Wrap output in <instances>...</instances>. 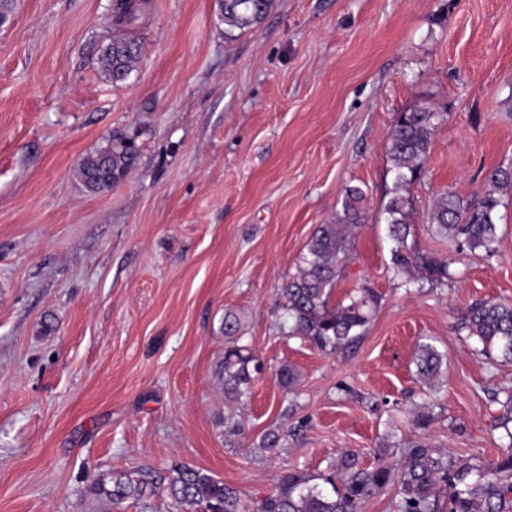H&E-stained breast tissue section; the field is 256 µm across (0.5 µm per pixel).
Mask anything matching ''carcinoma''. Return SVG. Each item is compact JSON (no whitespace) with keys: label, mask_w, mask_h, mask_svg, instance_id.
<instances>
[{"label":"carcinoma","mask_w":512,"mask_h":512,"mask_svg":"<svg viewBox=\"0 0 512 512\" xmlns=\"http://www.w3.org/2000/svg\"><path fill=\"white\" fill-rule=\"evenodd\" d=\"M275 0H223L220 12L225 33H245L260 27ZM115 26L130 27L141 10L125 0H113ZM139 57L128 40L115 38L100 49V62L108 77H128ZM446 113L429 103H420L396 114L386 136L393 187L381 203V216L393 243L391 268L404 277L402 285L422 289L448 283V260L408 242L416 223L410 186L421 177L432 144ZM134 151L123 141L83 157L77 176L90 192L111 189L131 169ZM512 190V162L491 170L485 190L465 198L452 190L438 192L425 215L434 234L470 253L492 257L497 253L498 208L504 194ZM365 191L359 186L344 189L340 209L325 224L318 225L300 257L297 273L290 276L280 294L285 314L282 332L311 344L318 351L334 354L353 346L363 335L380 305L378 293L361 287L337 300V266L367 212ZM458 330L480 344L489 359L512 362V303L485 300L470 305L460 318ZM240 322L232 311L224 313V360L219 374L224 398L238 402L252 389L261 363L248 346L239 344ZM445 355L430 343L420 345L416 377L433 388L441 374ZM502 456L490 463L455 459L425 442L409 440L399 447L392 464L365 467L359 455L346 450L329 465V473L311 475L299 470L277 477L272 491L251 503L238 491L209 473L188 465L168 475H139L114 471L99 475L90 490L114 504L141 500L157 494L168 497L171 512H361L374 497L393 491V512H512V429ZM112 488H107V483Z\"/></svg>","instance_id":"carcinoma-1"}]
</instances>
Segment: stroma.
Wrapping results in <instances>:
<instances>
[{
    "label": "stroma",
    "instance_id": "stroma-1",
    "mask_svg": "<svg viewBox=\"0 0 512 512\" xmlns=\"http://www.w3.org/2000/svg\"><path fill=\"white\" fill-rule=\"evenodd\" d=\"M111 9L0 0V512H168L161 496L89 493L115 470L186 464L250 501L346 450L367 466L407 440L500 457L512 363L456 324L473 302L512 301V197L490 258L449 248L424 216L438 191L480 194L512 160V0H275L231 37L217 0H148L117 85L99 61L119 34ZM425 99L447 118L410 188L414 239L452 276L409 293L377 216L386 133ZM111 139L132 141L135 163L87 192L75 168ZM349 185L368 217L335 296L368 286L381 305L355 348L329 355L281 334L278 290ZM228 309L262 363L232 405L218 376ZM426 342L447 356L428 396ZM283 366L300 375L289 393ZM427 399L434 419L413 428Z\"/></svg>",
    "mask_w": 512,
    "mask_h": 512
}]
</instances>
